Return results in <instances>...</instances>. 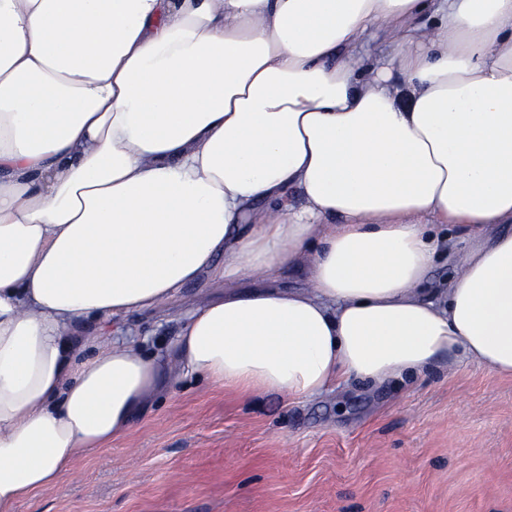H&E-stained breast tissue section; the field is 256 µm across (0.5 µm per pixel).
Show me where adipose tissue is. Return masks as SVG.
I'll return each mask as SVG.
<instances>
[{
  "mask_svg": "<svg viewBox=\"0 0 512 512\" xmlns=\"http://www.w3.org/2000/svg\"><path fill=\"white\" fill-rule=\"evenodd\" d=\"M289 268L168 357L120 333ZM457 357L512 376V0H0V512L176 375L305 399ZM455 234L456 230L454 228L447 233V228L443 227V231L439 232V236L444 239L446 246L439 250L435 266L430 273L427 288L447 287L448 277L453 274V268L451 264L448 263L447 237L448 235H452V238H454ZM224 279L205 275L199 282L183 286L176 299L165 307L125 318L120 328L141 340L149 355L166 356L197 306L224 297Z\"/></svg>",
  "mask_w": 512,
  "mask_h": 512,
  "instance_id": "1",
  "label": "adipose tissue"
}]
</instances>
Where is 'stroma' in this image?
I'll return each mask as SVG.
<instances>
[{"label":"stroma","mask_w":512,"mask_h":512,"mask_svg":"<svg viewBox=\"0 0 512 512\" xmlns=\"http://www.w3.org/2000/svg\"><path fill=\"white\" fill-rule=\"evenodd\" d=\"M223 296L207 275L121 329L163 357ZM15 512H512V377L460 361L296 401L182 377Z\"/></svg>","instance_id":"35a3bbf8"}]
</instances>
